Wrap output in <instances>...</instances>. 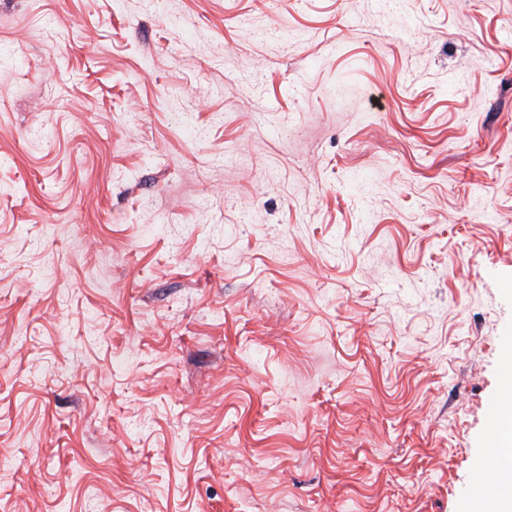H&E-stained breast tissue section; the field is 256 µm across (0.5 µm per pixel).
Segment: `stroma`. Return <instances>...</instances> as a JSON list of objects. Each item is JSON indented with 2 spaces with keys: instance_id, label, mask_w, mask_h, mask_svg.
I'll return each instance as SVG.
<instances>
[{
  "instance_id": "1",
  "label": "stroma",
  "mask_w": 512,
  "mask_h": 512,
  "mask_svg": "<svg viewBox=\"0 0 512 512\" xmlns=\"http://www.w3.org/2000/svg\"><path fill=\"white\" fill-rule=\"evenodd\" d=\"M512 327V0H0V512H465Z\"/></svg>"
}]
</instances>
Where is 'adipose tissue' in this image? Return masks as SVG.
I'll return each mask as SVG.
<instances>
[{
  "label": "adipose tissue",
  "mask_w": 512,
  "mask_h": 512,
  "mask_svg": "<svg viewBox=\"0 0 512 512\" xmlns=\"http://www.w3.org/2000/svg\"><path fill=\"white\" fill-rule=\"evenodd\" d=\"M496 428L487 438L502 453L491 473L494 493L471 505V512H512V394L502 395L496 409Z\"/></svg>",
  "instance_id": "ef3b65f1"
}]
</instances>
